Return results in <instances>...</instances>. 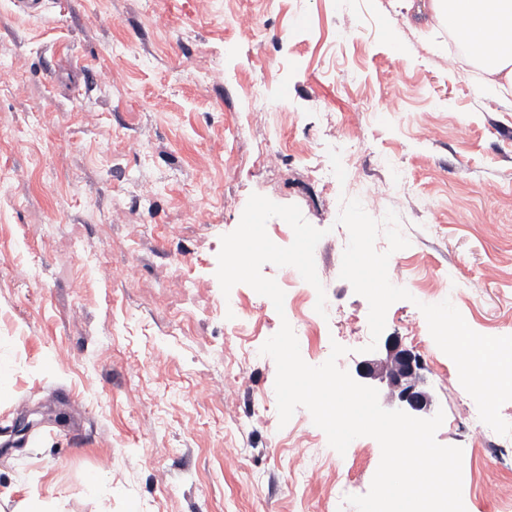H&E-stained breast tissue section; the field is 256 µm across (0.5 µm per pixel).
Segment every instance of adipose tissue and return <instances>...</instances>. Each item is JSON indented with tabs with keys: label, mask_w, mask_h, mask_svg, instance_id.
<instances>
[{
	"label": "adipose tissue",
	"mask_w": 512,
	"mask_h": 512,
	"mask_svg": "<svg viewBox=\"0 0 512 512\" xmlns=\"http://www.w3.org/2000/svg\"><path fill=\"white\" fill-rule=\"evenodd\" d=\"M431 9L480 61L484 93L512 87V0H431Z\"/></svg>",
	"instance_id": "ef3b65f1"
}]
</instances>
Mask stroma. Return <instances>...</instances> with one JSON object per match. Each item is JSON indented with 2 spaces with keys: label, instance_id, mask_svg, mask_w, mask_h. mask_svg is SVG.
Returning a JSON list of instances; mask_svg holds the SVG:
<instances>
[{
  "label": "stroma",
  "instance_id": "obj_1",
  "mask_svg": "<svg viewBox=\"0 0 512 512\" xmlns=\"http://www.w3.org/2000/svg\"><path fill=\"white\" fill-rule=\"evenodd\" d=\"M240 9L256 15L254 36L232 28ZM188 56L197 70L183 71ZM17 58L23 71L0 87V180L11 189L0 201V429L27 414L35 425L0 446V512L32 496L49 512H327L337 483L368 492L381 459L370 437L305 481L296 461L329 444L305 408L279 423L276 365L258 349L281 319L249 285L226 295L216 277L221 238L251 194L298 206L325 232L314 259L332 310L299 337L300 354L318 366L340 344L355 373L369 305L340 277L349 234L337 223L354 192L323 189L300 157L323 113L342 122L370 103L360 181L397 167L409 176L386 203L410 242L389 271L436 289L433 303L450 300L475 332L512 335V108L449 68L430 0H215L207 13L197 0H42L34 14L0 0V65ZM259 82L276 110L251 111ZM426 118L438 133L422 143L414 129ZM461 123L469 141L455 135ZM131 138L142 155L125 154ZM269 141L283 154L272 174L255 161ZM21 167L31 182H12ZM488 182L500 197L483 194ZM188 190L212 223H193ZM117 199L122 224L110 221ZM131 259L136 280L97 278L96 261ZM174 267L194 284L189 299L165 286ZM412 326L428 329L417 306L392 304L385 335ZM424 342L444 369L426 376L445 414L436 440L463 450L466 512H512L485 492L512 486V436L487 430L476 453L477 405L452 359ZM228 344L236 357L223 366ZM227 372L241 378L237 397L200 400Z\"/></svg>",
  "mask_w": 512,
  "mask_h": 512
}]
</instances>
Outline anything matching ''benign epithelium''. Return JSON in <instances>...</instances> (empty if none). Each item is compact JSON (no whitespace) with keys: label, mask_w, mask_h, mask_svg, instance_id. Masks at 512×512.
<instances>
[{"label":"benign epithelium","mask_w":512,"mask_h":512,"mask_svg":"<svg viewBox=\"0 0 512 512\" xmlns=\"http://www.w3.org/2000/svg\"><path fill=\"white\" fill-rule=\"evenodd\" d=\"M385 348L390 366L384 367L377 359L367 360L359 365L358 376L386 384L389 401L397 409L417 418L432 416L433 397L420 356L403 346L396 336L388 338Z\"/></svg>","instance_id":"7a95c632"}]
</instances>
